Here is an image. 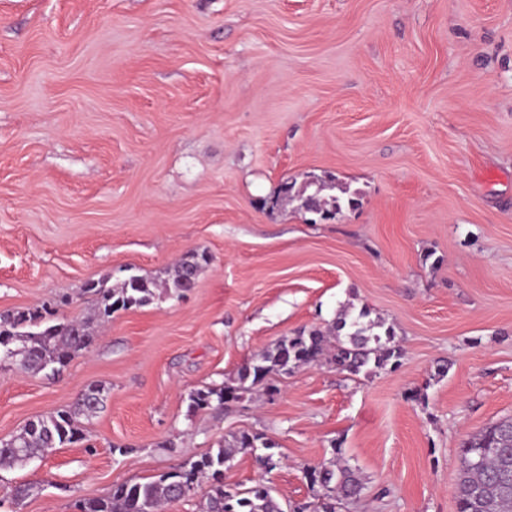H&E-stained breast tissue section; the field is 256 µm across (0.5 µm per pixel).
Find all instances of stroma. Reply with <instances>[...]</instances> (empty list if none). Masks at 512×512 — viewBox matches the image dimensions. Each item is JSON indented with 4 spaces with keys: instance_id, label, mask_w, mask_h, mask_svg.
I'll list each match as a JSON object with an SVG mask.
<instances>
[{
    "instance_id": "1",
    "label": "stroma",
    "mask_w": 512,
    "mask_h": 512,
    "mask_svg": "<svg viewBox=\"0 0 512 512\" xmlns=\"http://www.w3.org/2000/svg\"><path fill=\"white\" fill-rule=\"evenodd\" d=\"M329 178L357 209L277 199ZM194 252L191 291L113 313L59 372L0 366V441L106 390L82 440L0 470V512H75L242 432L279 465L237 455L226 487L311 506L340 458L365 485L340 512H457L463 441L512 417V0H0V313L81 317L87 282ZM346 305L398 364L190 412Z\"/></svg>"
}]
</instances>
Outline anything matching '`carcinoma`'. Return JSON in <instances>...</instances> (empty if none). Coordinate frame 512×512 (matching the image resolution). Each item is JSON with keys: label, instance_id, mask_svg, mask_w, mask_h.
<instances>
[{"label": "carcinoma", "instance_id": "cac0c4a2", "mask_svg": "<svg viewBox=\"0 0 512 512\" xmlns=\"http://www.w3.org/2000/svg\"><path fill=\"white\" fill-rule=\"evenodd\" d=\"M286 200L296 203L305 213L336 216L344 209L359 205L355 195L325 196L322 189L312 193L290 192ZM209 262L207 254H193L176 266L171 288L178 295L190 291L193 284L186 276L189 269L201 270ZM155 283L131 275L118 288L95 283L85 292L94 296V317L52 320L51 311H16L0 314V362H7L22 372L57 371L73 357L86 351L94 340L93 322L103 324L119 309L141 307L154 299ZM364 310L352 314L340 310L330 334L319 329L300 331L284 338L259 358L237 371L234 385L199 389L189 395L193 410L220 408L224 397L236 399L252 391L271 373L287 374L293 369L326 362L352 375L370 374L398 361L402 350L395 342L393 327L381 320L364 321ZM104 389L91 387L80 394L73 405L53 415L33 420L23 432L0 442V469L23 465L44 454L79 439L76 418L95 414L104 402ZM264 448L266 452L258 453ZM270 445L256 434L243 432L199 460L175 467L143 483H123L100 498L86 499L78 512H162L170 503L179 502L207 484L203 512H284L280 503L263 485L243 491L224 488V466L238 453L256 456L264 469L278 465ZM312 485L319 487L313 512H336V505L354 499L364 485L358 472L348 465L332 463L308 473ZM457 512H512V417L500 419L469 436L460 450L457 487Z\"/></svg>", "mask_w": 512, "mask_h": 512}]
</instances>
